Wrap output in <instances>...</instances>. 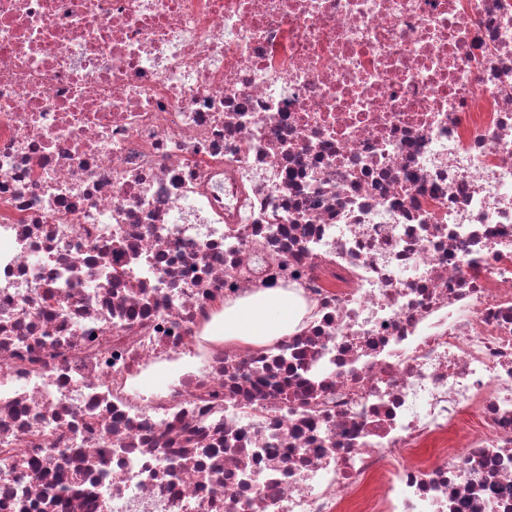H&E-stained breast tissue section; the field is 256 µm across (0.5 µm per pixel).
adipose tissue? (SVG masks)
Here are the masks:
<instances>
[{
  "instance_id": "ef3b65f1",
  "label": "adipose tissue",
  "mask_w": 512,
  "mask_h": 512,
  "mask_svg": "<svg viewBox=\"0 0 512 512\" xmlns=\"http://www.w3.org/2000/svg\"><path fill=\"white\" fill-rule=\"evenodd\" d=\"M301 319L296 299L283 290L266 291L225 307L220 334L225 342L265 345L293 333Z\"/></svg>"
}]
</instances>
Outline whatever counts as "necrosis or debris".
<instances>
[{
	"label": "necrosis or debris",
	"instance_id": "1",
	"mask_svg": "<svg viewBox=\"0 0 512 512\" xmlns=\"http://www.w3.org/2000/svg\"><path fill=\"white\" fill-rule=\"evenodd\" d=\"M0 512H512V0H0ZM296 299L288 291L253 294L224 305L220 336L224 343L246 342L255 346L293 333L301 319Z\"/></svg>",
	"mask_w": 512,
	"mask_h": 512
}]
</instances>
